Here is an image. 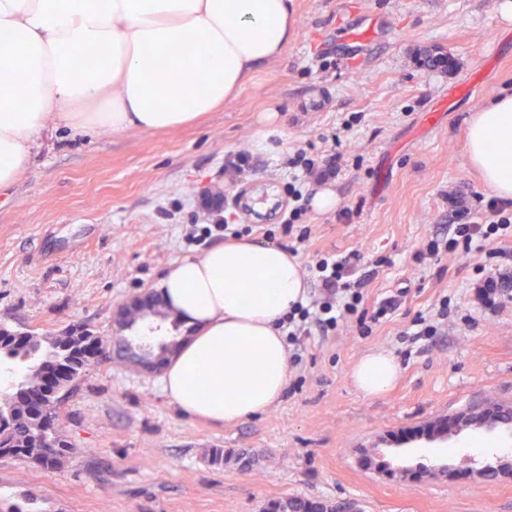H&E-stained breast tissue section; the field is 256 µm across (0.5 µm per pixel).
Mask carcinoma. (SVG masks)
Returning a JSON list of instances; mask_svg holds the SVG:
<instances>
[{
  "label": "carcinoma",
  "mask_w": 512,
  "mask_h": 512,
  "mask_svg": "<svg viewBox=\"0 0 512 512\" xmlns=\"http://www.w3.org/2000/svg\"><path fill=\"white\" fill-rule=\"evenodd\" d=\"M111 347L112 342L87 329L53 336H11L6 329L0 334V356L26 364L22 384L35 389L48 369H57L61 387L71 394L77 391L91 360L108 357ZM57 417L55 410L47 414L29 411L21 392L1 397L0 457H13L45 469L62 468L69 458V445L55 430ZM47 435L53 436L56 447L44 446Z\"/></svg>",
  "instance_id": "carcinoma-1"
}]
</instances>
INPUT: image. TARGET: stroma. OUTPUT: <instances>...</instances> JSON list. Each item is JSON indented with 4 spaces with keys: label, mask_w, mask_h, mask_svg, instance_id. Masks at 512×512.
Listing matches in <instances>:
<instances>
[{
    "label": "stroma",
    "mask_w": 512,
    "mask_h": 512,
    "mask_svg": "<svg viewBox=\"0 0 512 512\" xmlns=\"http://www.w3.org/2000/svg\"><path fill=\"white\" fill-rule=\"evenodd\" d=\"M503 0H294L296 35L280 59L257 70L231 101L173 132L48 134L26 174L0 193V328L58 335L83 327L157 349L176 332L141 319L120 329L115 314L156 293L172 262L203 253L189 242L209 219L199 196L211 190L235 230L273 232L288 206L289 153L327 149L339 136L346 166L325 188L334 209H315L298 245L301 266L323 254L359 252L391 261L371 296L407 289L401 307L371 335L341 327L310 336L289 366L279 402L221 427L180 412L162 369L92 362L57 425L67 463L45 470L0 457V512H268L299 497L357 503L360 512H512V476L477 474L482 462L512 464V437L464 428L448 440L455 481L392 478L366 454L407 467L422 460L418 429L469 404L512 405V302L474 303V278L497 277L501 259L443 254L417 264L429 237L447 232L453 204L484 211L494 194L465 149L468 119L512 88V21ZM376 24L373 43L351 34ZM450 55L428 68L426 51ZM482 73L471 96L454 88ZM250 153L238 180L224 158ZM450 298L436 336L410 343L418 314ZM371 351L391 354L393 388L359 391L350 373ZM220 448L224 463L208 452Z\"/></svg>",
    "instance_id": "1"
}]
</instances>
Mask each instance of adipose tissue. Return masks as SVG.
<instances>
[{"label":"adipose tissue","instance_id":"adipose-tissue-1","mask_svg":"<svg viewBox=\"0 0 512 512\" xmlns=\"http://www.w3.org/2000/svg\"><path fill=\"white\" fill-rule=\"evenodd\" d=\"M293 0H0V190L35 160L48 129L175 130L216 110L293 37ZM96 61L78 67L75 55ZM483 181L512 200V92L467 123ZM158 290L191 339L162 385L182 412L213 424L270 409L287 383L279 320L304 300L295 255L248 238L173 262ZM397 376L385 352L352 372L368 395Z\"/></svg>","mask_w":512,"mask_h":512}]
</instances>
